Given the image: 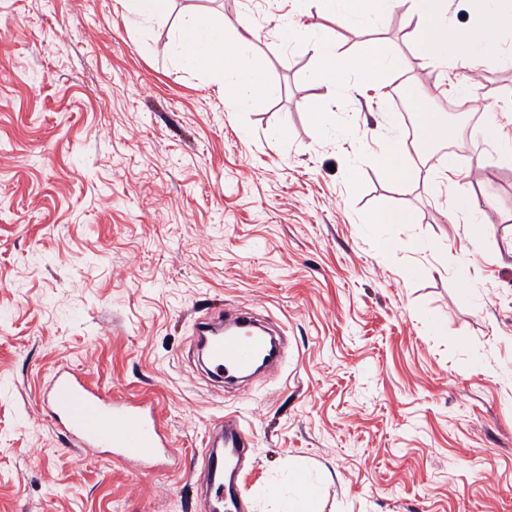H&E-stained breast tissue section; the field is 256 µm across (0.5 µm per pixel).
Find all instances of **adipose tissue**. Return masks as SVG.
I'll return each instance as SVG.
<instances>
[{
  "instance_id": "obj_1",
  "label": "adipose tissue",
  "mask_w": 512,
  "mask_h": 512,
  "mask_svg": "<svg viewBox=\"0 0 512 512\" xmlns=\"http://www.w3.org/2000/svg\"><path fill=\"white\" fill-rule=\"evenodd\" d=\"M320 13L333 22L348 28L373 26L396 6H407L416 24L413 35L430 60L444 64L449 58L462 63L499 62L503 59L499 35L512 29V0H469L477 17L476 24L460 31L449 27L448 0H316ZM253 32L243 27L233 41H226L224 26L214 18L188 13L173 31L168 50L175 62L192 71H206L216 77L226 95L237 109L247 110L253 101L269 96L274 87L255 64L252 52ZM316 65L310 78L333 94L349 74H357L369 85H377L379 77L401 76L405 61L396 53L376 49L358 61H351L336 49L331 39L317 35L310 42ZM454 130L446 119L434 113L421 116L420 138L409 143L396 137L390 139L380 158L390 179L396 184L426 177L452 178L456 167L443 163L439 172H421L418 162L425 159V147L432 141H445Z\"/></svg>"
}]
</instances>
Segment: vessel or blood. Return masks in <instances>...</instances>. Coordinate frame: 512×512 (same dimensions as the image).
I'll list each match as a JSON object with an SVG mask.
<instances>
[{"instance_id": "obj_1", "label": "vessel or blood", "mask_w": 512, "mask_h": 512, "mask_svg": "<svg viewBox=\"0 0 512 512\" xmlns=\"http://www.w3.org/2000/svg\"><path fill=\"white\" fill-rule=\"evenodd\" d=\"M251 317L224 318V331L203 322L199 335L207 350L214 378L227 380L251 372L264 356L277 358L268 337L252 332ZM43 410L65 433L70 446L93 455L105 453L120 463H154L166 454L168 443L149 410L148 402L130 403L93 387L77 372L58 369L43 394ZM224 452H207L211 490L216 501H234L236 487L228 472L230 459L249 449L250 439L238 419L225 416Z\"/></svg>"}]
</instances>
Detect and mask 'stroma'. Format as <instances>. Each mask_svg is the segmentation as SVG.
<instances>
[{
  "label": "stroma",
  "mask_w": 512,
  "mask_h": 512,
  "mask_svg": "<svg viewBox=\"0 0 512 512\" xmlns=\"http://www.w3.org/2000/svg\"><path fill=\"white\" fill-rule=\"evenodd\" d=\"M116 5L0 0V512H210L203 451L228 413L252 437L242 512H273L293 470L319 512H512V67L434 66L402 6L350 31L315 0H172L135 26ZM189 12L249 25L274 93L241 111L179 67ZM314 32L401 53L432 112L472 83L500 133L448 112L457 176L394 187L374 155L402 112L354 80L323 99ZM384 208L414 221L369 223ZM241 307L287 343L244 393L193 355L197 322ZM63 366L152 398L169 467L69 448L42 408Z\"/></svg>",
  "instance_id": "35a3bbf8"
}]
</instances>
